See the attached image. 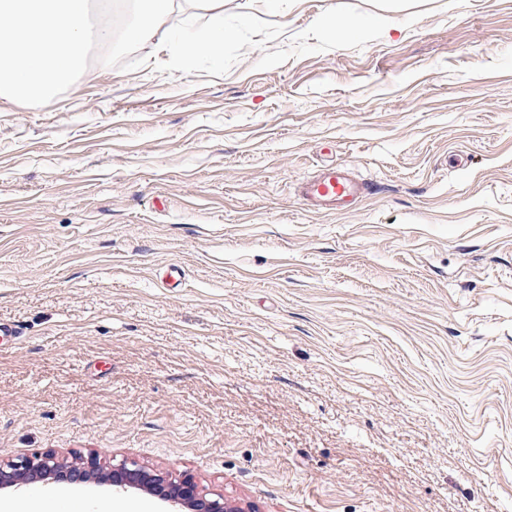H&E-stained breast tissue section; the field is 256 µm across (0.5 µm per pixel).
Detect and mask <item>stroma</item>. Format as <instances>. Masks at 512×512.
Segmentation results:
<instances>
[{
	"label": "stroma",
	"mask_w": 512,
	"mask_h": 512,
	"mask_svg": "<svg viewBox=\"0 0 512 512\" xmlns=\"http://www.w3.org/2000/svg\"><path fill=\"white\" fill-rule=\"evenodd\" d=\"M387 4L224 0L284 32L223 76L95 61L0 102V457L129 458L238 512H512V0L255 67ZM328 165L353 210L299 199ZM369 191L346 168L328 166L303 184L301 194L309 210L317 213H343L356 206Z\"/></svg>",
	"instance_id": "1"
}]
</instances>
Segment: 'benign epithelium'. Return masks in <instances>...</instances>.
I'll return each mask as SVG.
<instances>
[{
	"label": "benign epithelium",
	"instance_id": "obj_1",
	"mask_svg": "<svg viewBox=\"0 0 512 512\" xmlns=\"http://www.w3.org/2000/svg\"><path fill=\"white\" fill-rule=\"evenodd\" d=\"M33 483L47 488L94 483L109 487L116 498L139 492L165 505L169 512H236L224 501V495L204 493L192 478L167 477L128 458L106 462L90 452L68 463L50 451L32 457L0 459V491L19 490Z\"/></svg>",
	"mask_w": 512,
	"mask_h": 512
}]
</instances>
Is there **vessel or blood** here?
<instances>
[{
	"label": "vessel or blood",
	"mask_w": 512,
	"mask_h": 512,
	"mask_svg": "<svg viewBox=\"0 0 512 512\" xmlns=\"http://www.w3.org/2000/svg\"><path fill=\"white\" fill-rule=\"evenodd\" d=\"M369 191L346 168L328 166L303 184L301 194L309 210L317 213H343L356 206Z\"/></svg>",
	"instance_id": "b4317fda"
}]
</instances>
